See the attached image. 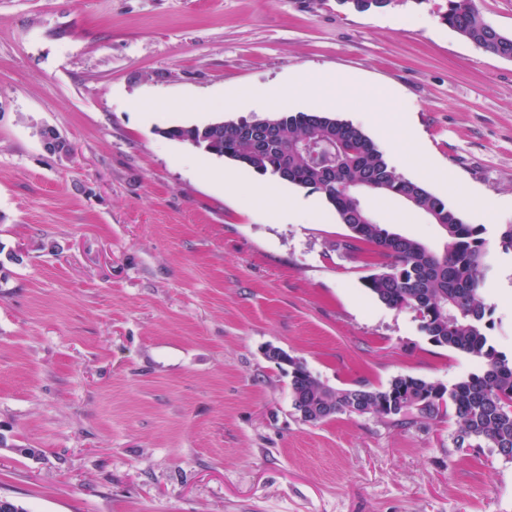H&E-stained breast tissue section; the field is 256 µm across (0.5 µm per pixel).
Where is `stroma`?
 Listing matches in <instances>:
<instances>
[{"instance_id":"1","label":"stroma","mask_w":512,"mask_h":512,"mask_svg":"<svg viewBox=\"0 0 512 512\" xmlns=\"http://www.w3.org/2000/svg\"><path fill=\"white\" fill-rule=\"evenodd\" d=\"M446 0L358 12L340 0H0V496L26 512H512V460L456 448L454 419L302 420L278 348L334 388L478 372L414 312L363 286L325 199L257 219L256 174L161 137L138 111L253 118L387 89L428 148L423 184L486 232L489 334L512 356V59L443 23ZM400 14L393 29L385 19ZM56 129L68 153L42 143ZM232 174L221 190L184 159ZM498 203L484 217L483 201ZM364 201L434 252L437 225Z\"/></svg>"}]
</instances>
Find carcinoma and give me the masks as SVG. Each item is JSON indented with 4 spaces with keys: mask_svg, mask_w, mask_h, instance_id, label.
Instances as JSON below:
<instances>
[{
    "mask_svg": "<svg viewBox=\"0 0 512 512\" xmlns=\"http://www.w3.org/2000/svg\"><path fill=\"white\" fill-rule=\"evenodd\" d=\"M442 20L477 46L512 59V36L487 23L473 0H447ZM171 140L195 139L202 152L224 157L259 175L324 195L349 230L346 250L374 246L387 259L364 277L363 285L381 303L414 311L421 330L440 347L478 359L479 372L453 384L420 378H394L385 387L364 385L332 393L313 376L292 377L294 409L306 422L322 423L349 408L368 413L397 394L410 402L406 411L385 410L403 426L413 417L455 418L454 444L512 448V358L499 352L490 330L493 309L484 294L485 228L466 222L459 211L390 165L378 144L361 128L321 111L273 112L263 118L176 125L162 130ZM371 192L399 200L441 229L443 252L391 232L361 200Z\"/></svg>",
    "mask_w": 512,
    "mask_h": 512,
    "instance_id": "carcinoma-1",
    "label": "carcinoma"
}]
</instances>
